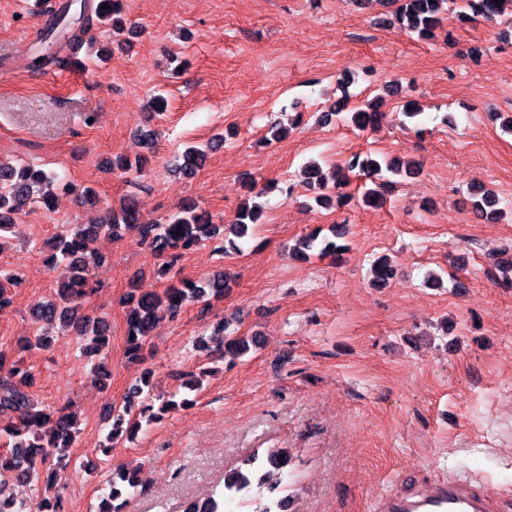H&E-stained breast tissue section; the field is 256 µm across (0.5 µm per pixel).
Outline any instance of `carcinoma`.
Here are the masks:
<instances>
[{
	"label": "carcinoma",
	"mask_w": 512,
	"mask_h": 512,
	"mask_svg": "<svg viewBox=\"0 0 512 512\" xmlns=\"http://www.w3.org/2000/svg\"><path fill=\"white\" fill-rule=\"evenodd\" d=\"M376 2L382 7H394L392 15L400 29L417 35L422 40L429 39L436 28L440 27L441 6L445 0H362V4ZM504 0H460L457 17L461 21L481 16L488 21L494 20L502 12ZM122 0H99V4L91 6L83 3V13L77 18L68 16V11L54 21L46 35V45L36 50V60L49 64L55 62L51 45L57 36L74 40L85 29L103 24L113 19V15L121 11ZM380 112L357 111L351 116V123L358 130H365L375 125ZM205 151L190 147L183 154V163L179 166L182 174L192 173L199 169L205 161ZM396 176L410 177L418 171V165L408 160L373 158L369 154L355 153L333 170L332 180L322 177L320 168L310 163L303 168V174L309 182L317 183L323 190L320 199L329 202L336 198L343 203L340 189L348 185L352 175L368 177L375 188L365 192L363 201L377 204L383 198L382 188L387 184L383 172ZM57 181L63 189L69 185L58 180L53 173L25 170L15 176L11 168L0 167V233L11 228L16 216L36 203L51 206L49 196L40 193L45 184ZM477 200L473 202L476 213L482 215L486 209L495 206L496 196L485 187L476 190ZM263 211L260 203L252 202L239 208L233 233L241 238L248 232L249 225L257 223ZM137 231L140 241L149 246L159 258L165 260L164 269H171L180 259L183 252L193 246L218 238L220 225L212 220V216L199 208L195 203L188 204L175 211L164 221L144 224L135 202L127 199L119 206H106L103 218L91 224H74L54 241V252L47 258L48 269H62L56 280L57 288L52 298L42 302L32 311L35 323L51 325L58 323L66 328L80 327V333L88 341V347L94 352H102L109 345L106 330L91 320L79 317L80 300L92 292L91 276L93 267L106 260L95 247L97 238L106 236L118 237L130 231ZM339 245L327 238L318 240L313 234L303 240L294 250V256L306 258L308 252L318 250L317 256L327 257L336 252ZM374 282L385 284L395 275L393 261L383 258L372 268ZM228 276L220 272L207 282L181 279L169 284L162 293H138L131 290L126 303L129 306L127 315V352L132 357L141 354L152 329L159 319V313L177 317L184 302L191 298L206 302L211 297L224 296ZM19 277L12 272L0 274V311L10 304V289L18 284ZM212 341L216 346L224 348V352L234 356L244 354L250 345L256 344L253 336H231L227 334V326L219 322L214 328ZM33 386V375L19 362L8 361L0 354V437L10 440V450L0 454V470L8 469L15 472L16 478L32 481L38 477L42 469L49 470L48 486L54 485L56 469L51 459L50 449L69 448L79 434L75 416L65 407L41 408L30 392ZM158 418L151 403H144L129 398L123 404L112 407V431L109 438L112 445L122 443L125 433H134L142 428V423L150 424ZM291 461L288 450L281 449L265 457L254 454L242 465L224 473V489L220 497L210 496L204 500H188L183 512H224L226 503L239 502L246 506L253 500L254 489H266L268 496L260 503L257 512H288L290 502L288 496L279 495V482L271 481L273 472L288 466ZM138 486L135 472L118 469L112 473L110 492L103 501L99 512H123L124 503L120 502L123 493ZM0 508L5 512H59L58 501L39 496L30 500H18L5 495L0 486Z\"/></svg>",
	"instance_id": "carcinoma-1"
}]
</instances>
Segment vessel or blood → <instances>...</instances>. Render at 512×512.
<instances>
[{
  "mask_svg": "<svg viewBox=\"0 0 512 512\" xmlns=\"http://www.w3.org/2000/svg\"><path fill=\"white\" fill-rule=\"evenodd\" d=\"M374 512H512V498L478 477L451 473L424 485L407 471Z\"/></svg>",
  "mask_w": 512,
  "mask_h": 512,
  "instance_id": "1",
  "label": "vessel or blood"
}]
</instances>
